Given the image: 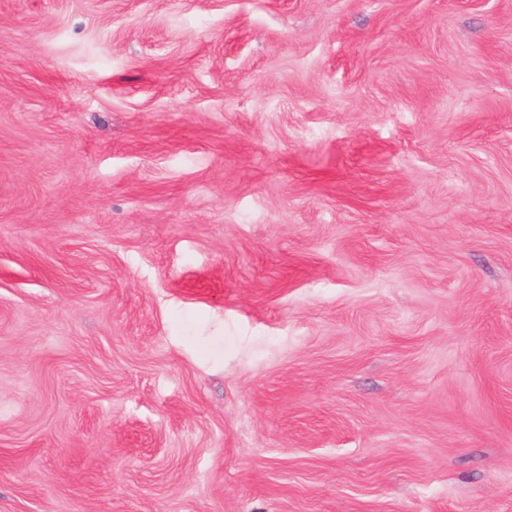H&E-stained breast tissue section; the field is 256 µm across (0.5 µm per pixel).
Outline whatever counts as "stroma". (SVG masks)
<instances>
[{"label":"stroma","mask_w":512,"mask_h":512,"mask_svg":"<svg viewBox=\"0 0 512 512\" xmlns=\"http://www.w3.org/2000/svg\"><path fill=\"white\" fill-rule=\"evenodd\" d=\"M0 512H512V0H0Z\"/></svg>","instance_id":"obj_1"}]
</instances>
